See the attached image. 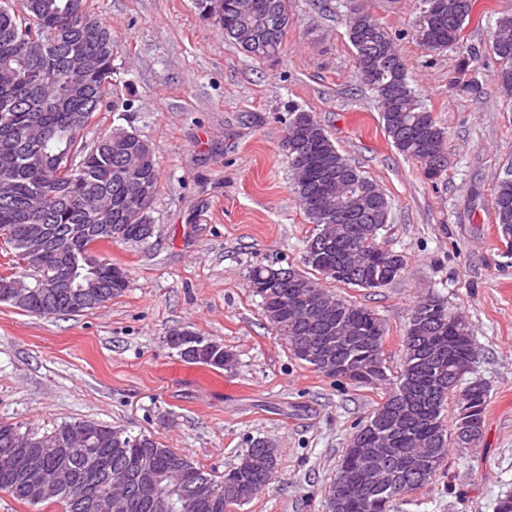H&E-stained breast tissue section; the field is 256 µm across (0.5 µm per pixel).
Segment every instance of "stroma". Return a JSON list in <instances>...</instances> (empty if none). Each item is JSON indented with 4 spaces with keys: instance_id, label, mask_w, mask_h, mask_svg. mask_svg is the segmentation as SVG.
<instances>
[{
    "instance_id": "35a3bbf8",
    "label": "stroma",
    "mask_w": 512,
    "mask_h": 512,
    "mask_svg": "<svg viewBox=\"0 0 512 512\" xmlns=\"http://www.w3.org/2000/svg\"><path fill=\"white\" fill-rule=\"evenodd\" d=\"M88 6L112 31V82L129 105L95 113L83 140L122 127L152 144L155 232L145 244L98 245L130 277L105 306L47 317L0 303V421L43 430L94 419L149 435L214 474L263 437L277 447V471L236 512H325L356 425L386 392L336 382L294 358L247 288L254 267L300 265L313 232L282 150L297 107L384 190L391 212L381 239L406 264L390 285L338 284L335 293L382 319L393 374L411 308L425 294L440 297L470 323L472 375L488 387L477 446L449 448L444 483L398 497L390 512H496L512 495V255L492 197L512 168V99L498 87L491 44L512 0H479L462 31L478 53L477 100L448 86L455 52L412 40L420 0L363 2L396 35L411 88L448 133V169L437 182L388 139L376 95L355 72L345 0H288L281 51L265 60L225 40L195 0ZM184 327L223 343L232 366L181 361L166 338Z\"/></svg>"
}]
</instances>
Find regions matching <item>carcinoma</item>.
<instances>
[{
	"mask_svg": "<svg viewBox=\"0 0 512 512\" xmlns=\"http://www.w3.org/2000/svg\"><path fill=\"white\" fill-rule=\"evenodd\" d=\"M0 0V183L10 194L0 197V238L14 250V262L41 277L62 278L76 272V287L69 293L48 298L36 288L23 303H12L0 295V302L40 316L77 315L90 307H75L79 296L94 283L110 297L129 287L126 268L98 254L93 246L101 242L146 243L152 237L150 207L130 200L126 188L132 182L158 189L159 173L153 147L134 132L116 128L104 134L91 148L77 137L94 113L101 110L112 77L116 49L107 25L87 9V0ZM243 0H196L200 13L215 17L224 35L258 59L276 57L288 27L287 0H252L258 12L243 11ZM415 21L412 38L429 51H453L459 64L449 84L463 97L479 98L483 85L470 68L476 51L463 47L461 33L475 12L478 0H441V13L429 11V0ZM347 35L354 48L359 77L374 90L385 132L404 157L419 164L430 181L443 173L436 171L439 152L447 151V134L411 89L406 64L395 42L382 24L364 8L351 10ZM492 51L500 63L498 82L502 92L512 96V11L497 18ZM287 131L294 142L310 141L316 151L312 170L305 167L300 150L286 151L301 209L314 234L306 241L303 265L314 276L293 266H258L249 271L247 285L260 297L263 313L278 336H335L336 354L350 362L354 374L349 383L378 388L398 402L397 412L404 431H392L390 417L382 403L372 413L375 428L384 434L382 442L366 444L382 453L383 462L393 469L401 491L418 488L420 476L408 469L407 456L428 451L436 457L424 484L445 474L450 436L434 442L431 430L444 425L448 397H456L457 408L470 404L469 415L457 414L456 424L468 421L483 434L487 386L473 388L451 378L440 410L428 400L433 377L448 369V351L462 363H475L467 342L449 339V347L432 348L434 337L448 335V307L435 295L416 302L405 334V358L397 375L381 371L364 375L370 353L363 338L375 330L385 331L381 319L370 309L341 299L332 315L314 325L307 318L280 310V302L298 295L321 294L337 298L323 281L363 287L366 279L395 281L404 270L381 259L386 249L379 241L388 223L389 202L379 186L336 148L325 129L309 112L296 107L289 112ZM500 238L512 245V171L499 180L492 199ZM44 230L48 249L36 255L26 243L29 227ZM359 231L360 252L346 248L352 228ZM211 351L197 363L224 368V358L233 355L224 345L209 341ZM25 442L47 445L44 464L62 463L72 473V484L54 498L62 512H95L85 491L107 496L112 487L109 475L116 467L129 470L132 484L127 512H162L143 500L138 485L152 475L167 477L175 489L174 512H225L224 476L197 467L187 456L164 447L145 434L132 435L110 424L81 419L65 421L41 431L21 423L0 422V491L23 503L37 505L44 500L35 493L37 475L16 472L11 449ZM266 438L251 440L248 450L229 469L235 480L254 497L270 484L276 468H249L244 461L264 447ZM400 491L379 488L369 510L355 503L345 512H389Z\"/></svg>",
	"mask_w": 512,
	"mask_h": 512,
	"instance_id": "cac0c4a2",
	"label": "carcinoma"
}]
</instances>
